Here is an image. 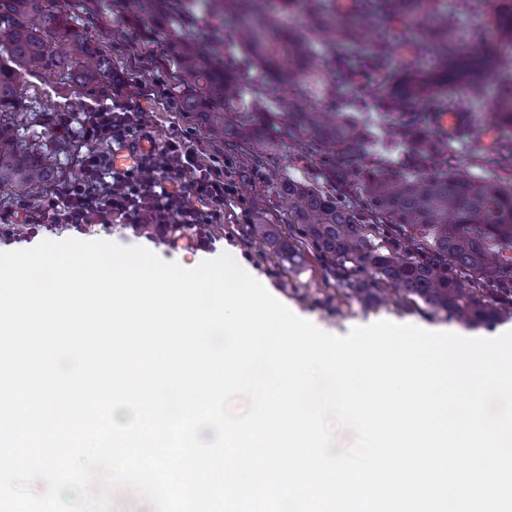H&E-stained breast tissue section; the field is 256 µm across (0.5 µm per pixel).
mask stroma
Instances as JSON below:
<instances>
[{
    "instance_id": "1",
    "label": "stroma",
    "mask_w": 512,
    "mask_h": 512,
    "mask_svg": "<svg viewBox=\"0 0 512 512\" xmlns=\"http://www.w3.org/2000/svg\"><path fill=\"white\" fill-rule=\"evenodd\" d=\"M110 0H55V10L68 13L83 27L93 46L112 60V74L94 88L82 89L58 84L49 75H28L23 79V94L28 105L78 117L104 102L114 84H121L129 95L143 96L148 129L154 139L163 140L186 132L201 139L205 157L219 158L225 179L234 181L236 194L224 208V221L210 227L211 251H195L185 244L172 247L137 235L126 224H92L82 230L40 229L38 240L82 241L102 239L123 246H141L157 252L163 260L192 268L210 254L228 253L243 268L252 271L268 291L295 315L314 323L324 332L342 336L357 326L380 320L400 324H423L439 332L463 337L490 338L495 328L468 329L445 315L432 314L416 305L396 300L386 305H361L351 294L360 280L347 267L329 262L309 245L296 241L295 228L273 184L274 178L317 183L325 158L306 154L303 143H288L271 136L262 159L242 155L235 147L207 136L202 113L185 111L183 92L172 78L165 41L151 37L149 22L112 10ZM207 0H193L199 21L187 28L188 37L218 42L224 46V66L251 90L258 75L237 46L226 25L209 16ZM277 224L280 236L261 241L258 225Z\"/></svg>"
}]
</instances>
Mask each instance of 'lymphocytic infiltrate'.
Instances as JSON below:
<instances>
[{
    "mask_svg": "<svg viewBox=\"0 0 512 512\" xmlns=\"http://www.w3.org/2000/svg\"><path fill=\"white\" fill-rule=\"evenodd\" d=\"M51 121L61 134L78 130L86 145L74 178L53 185L33 209L0 212V235L29 241L39 229L64 225L127 224L146 237L172 244L178 232L189 230L194 249H211L209 227L224 219L231 189L224 173L202 163L200 149L181 136L156 141L146 131L140 98L113 91L112 102L73 118L54 113ZM118 145L137 159L118 171L105 150ZM192 170L191 183L181 174Z\"/></svg>",
    "mask_w": 512,
    "mask_h": 512,
    "instance_id": "obj_1",
    "label": "lymphocytic infiltrate"
}]
</instances>
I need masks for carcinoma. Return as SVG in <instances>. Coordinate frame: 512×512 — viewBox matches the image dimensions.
Returning <instances> with one entry per match:
<instances>
[{
    "label": "carcinoma",
    "mask_w": 512,
    "mask_h": 512,
    "mask_svg": "<svg viewBox=\"0 0 512 512\" xmlns=\"http://www.w3.org/2000/svg\"><path fill=\"white\" fill-rule=\"evenodd\" d=\"M52 0H0V184L24 191L59 174L57 153L40 139L21 140L19 79L50 73L79 87L100 83L112 73V60L93 47L71 16L48 9ZM235 5L239 45L259 69L273 75L288 96L307 93L340 99L348 107L336 74L344 69L339 45L362 41L382 17L395 19L396 35L380 38L362 57V67L381 76L379 95L359 114L323 112L297 104L280 134L316 132L321 146L337 157L368 141L370 129L388 118L393 142L375 155L370 167L344 164L322 169L324 192L307 182L276 181L288 206V219L301 240L330 262L352 264L355 274L381 281L401 299L444 312L466 328L493 325L512 313V141L500 142L478 165L504 170L474 178L443 170L436 159L445 147L425 128L426 117L410 111L414 101L460 109L459 99L478 97L496 84L491 113L496 127L512 128V55L469 52L458 35L456 14L442 0H282L314 20V33L329 42L319 57L308 37L290 32L275 45L267 35L284 29L280 15L263 0H224ZM496 42L512 46V0H499ZM129 14L177 17L164 26L174 77L185 95L183 106L204 114L209 132L240 146L264 144L267 131L280 124L275 112L257 108L268 94L265 81L252 88L251 106L243 104L238 81L224 71L216 46L180 32L194 20L187 0H124ZM400 148L408 167L390 152ZM376 237L403 238L407 246H379Z\"/></svg>",
    "instance_id": "carcinoma-1"
}]
</instances>
